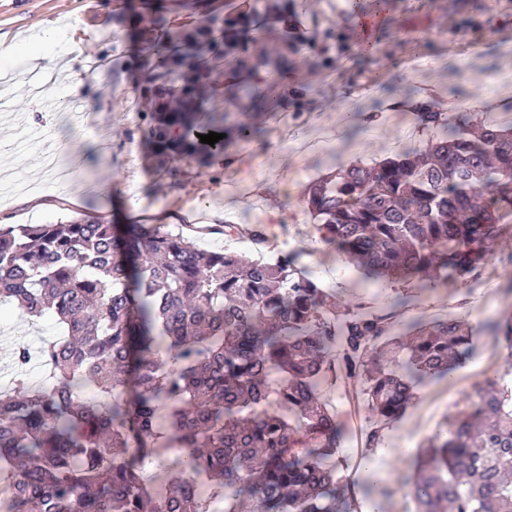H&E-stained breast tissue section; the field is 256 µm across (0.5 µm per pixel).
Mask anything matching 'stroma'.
Instances as JSON below:
<instances>
[{"mask_svg": "<svg viewBox=\"0 0 512 512\" xmlns=\"http://www.w3.org/2000/svg\"><path fill=\"white\" fill-rule=\"evenodd\" d=\"M280 11L266 18L259 0H0V37L50 26L56 35L48 48L62 56L76 26L84 61L108 62L78 85L51 78L38 102L29 92L35 71L25 55L15 56L12 110L0 113V175L12 183L0 194V222L98 218L176 232L193 224L206 250L297 255L341 307L363 304L396 325L464 321L473 353L448 376L425 380L375 446L366 444L362 382L340 378L325 393L343 432L337 456L354 484L357 512H411L400 481L413 473L416 450L466 409L477 388L512 366V354L488 328L512 315V219L502 221L488 261L464 277L367 283L321 242L306 198L333 165L370 164L422 144L413 113L391 111V102L432 88L442 103L496 97L500 103L485 120H512V0H280ZM247 12L250 50L290 52L292 65L252 76L221 49L202 47L222 72L201 103L229 113L223 145L160 163L146 135L157 115L145 98L143 47L210 16ZM367 18L374 28L364 26ZM270 83L279 86L276 104L254 110L253 96ZM241 120L249 121V135L236 129ZM19 130L56 141L62 155H80V183L62 189L48 182L31 149L16 140ZM207 224H264L270 241L207 233ZM402 293L415 294L416 302L393 310ZM57 333L50 317L28 319L15 305L0 307V375L9 372L7 354L17 345L35 352Z\"/></svg>", "mask_w": 512, "mask_h": 512, "instance_id": "obj_1", "label": "stroma"}]
</instances>
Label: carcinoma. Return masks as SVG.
<instances>
[{
  "label": "carcinoma",
  "instance_id": "obj_1",
  "mask_svg": "<svg viewBox=\"0 0 512 512\" xmlns=\"http://www.w3.org/2000/svg\"><path fill=\"white\" fill-rule=\"evenodd\" d=\"M240 67L288 66L247 54L239 18L211 17L192 37L151 44L145 94L175 95L148 130L157 156L191 155L188 101L218 80L187 40ZM221 130L224 113H199ZM424 147L374 166H337L307 204L321 238L365 279L455 280L485 261L512 215V122L476 127L420 112ZM256 242L267 226L226 225ZM54 317L46 386L0 391V512H355L336 460L343 433L322 400L338 375L365 377L368 441L400 418L421 379L446 376L474 336L457 319L400 329L340 310L310 273L197 247L161 224L102 221L0 226V304ZM488 328L512 357V318ZM176 455L167 477L144 467ZM414 512H512V378L490 381L470 411L428 440L402 483Z\"/></svg>",
  "mask_w": 512,
  "mask_h": 512
}]
</instances>
